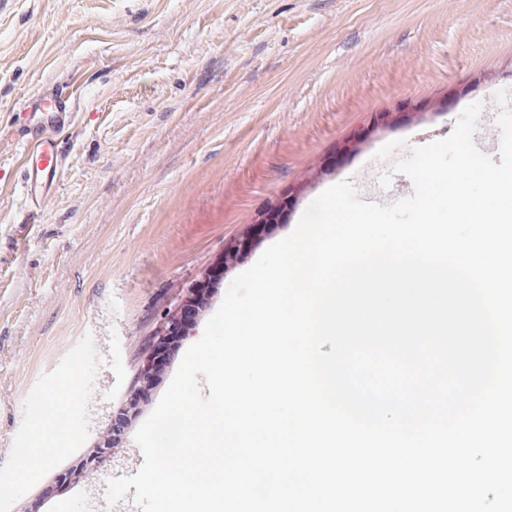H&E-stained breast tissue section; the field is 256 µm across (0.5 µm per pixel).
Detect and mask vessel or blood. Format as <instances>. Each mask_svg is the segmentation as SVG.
Instances as JSON below:
<instances>
[{
  "mask_svg": "<svg viewBox=\"0 0 512 512\" xmlns=\"http://www.w3.org/2000/svg\"><path fill=\"white\" fill-rule=\"evenodd\" d=\"M76 99L66 88H45L29 100L30 135L22 145L26 159L19 184L21 198L33 213L48 210L65 168L62 138L74 123Z\"/></svg>",
  "mask_w": 512,
  "mask_h": 512,
  "instance_id": "b4317fda",
  "label": "vessel or blood"
}]
</instances>
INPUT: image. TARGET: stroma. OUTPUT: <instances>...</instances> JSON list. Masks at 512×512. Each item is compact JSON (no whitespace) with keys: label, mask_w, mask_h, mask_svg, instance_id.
Masks as SVG:
<instances>
[{"label":"stroma","mask_w":512,"mask_h":512,"mask_svg":"<svg viewBox=\"0 0 512 512\" xmlns=\"http://www.w3.org/2000/svg\"><path fill=\"white\" fill-rule=\"evenodd\" d=\"M74 83L79 109L50 209L24 211L18 181L38 89ZM512 90V0H0V512H29L56 469L85 454L132 388L158 328L257 225L262 249L348 180L366 202L412 195L380 176ZM93 364L81 402L68 363ZM68 412L61 447L36 457L43 402ZM112 467L42 512L108 506Z\"/></svg>","instance_id":"35a3bbf8"}]
</instances>
